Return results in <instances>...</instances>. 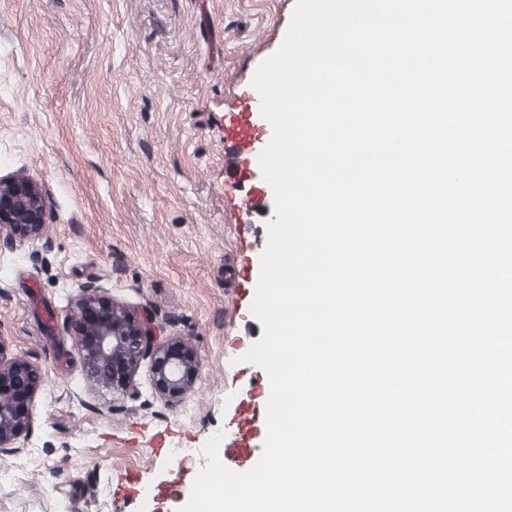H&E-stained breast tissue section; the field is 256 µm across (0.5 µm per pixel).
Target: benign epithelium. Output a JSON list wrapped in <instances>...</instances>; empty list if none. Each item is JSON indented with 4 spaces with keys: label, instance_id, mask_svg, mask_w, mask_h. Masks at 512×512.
I'll return each instance as SVG.
<instances>
[{
    "label": "benign epithelium",
    "instance_id": "7a95c632",
    "mask_svg": "<svg viewBox=\"0 0 512 512\" xmlns=\"http://www.w3.org/2000/svg\"><path fill=\"white\" fill-rule=\"evenodd\" d=\"M49 189L26 173L0 176V247L31 246L29 258L45 262L53 243L47 222ZM87 378L123 393L138 365L150 359L156 393L166 402L182 400L194 387L198 363L193 348L179 336L156 338L155 316L105 293L99 285L77 288L66 314ZM48 373L0 344V456L25 450L32 427V404Z\"/></svg>",
    "mask_w": 512,
    "mask_h": 512
}]
</instances>
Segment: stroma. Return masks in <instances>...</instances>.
<instances>
[{
	"instance_id": "stroma-1",
	"label": "stroma",
	"mask_w": 512,
	"mask_h": 512,
	"mask_svg": "<svg viewBox=\"0 0 512 512\" xmlns=\"http://www.w3.org/2000/svg\"><path fill=\"white\" fill-rule=\"evenodd\" d=\"M297 0H0V175L24 170L50 190L52 249L0 250V342L44 367L25 453L0 459V512H127L184 505L216 432L245 426L262 367L241 357L263 335L230 276L255 289L267 223L228 159L231 113L259 106L256 68L281 45ZM93 282L191 342L194 389L157 399L150 361L124 394L91 386L65 320ZM163 435L168 452L144 450ZM176 502L157 500L173 461Z\"/></svg>"
}]
</instances>
